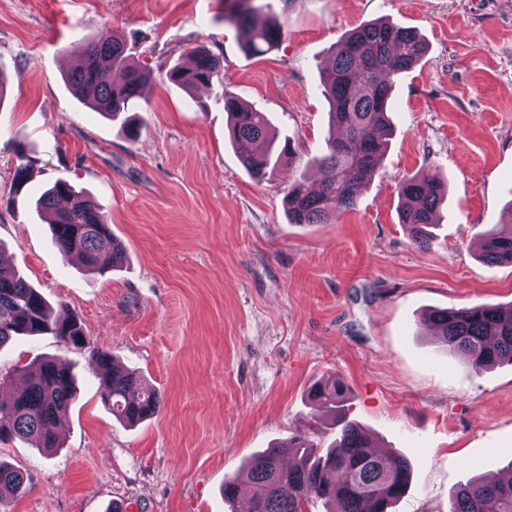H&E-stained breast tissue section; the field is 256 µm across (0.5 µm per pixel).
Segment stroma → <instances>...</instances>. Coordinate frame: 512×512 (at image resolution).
<instances>
[{
  "label": "stroma",
  "mask_w": 512,
  "mask_h": 512,
  "mask_svg": "<svg viewBox=\"0 0 512 512\" xmlns=\"http://www.w3.org/2000/svg\"><path fill=\"white\" fill-rule=\"evenodd\" d=\"M269 2L284 36L252 57L224 0H0V243L59 314L162 398L130 427L101 401L87 350L43 335L0 352L3 399L45 357L76 375L60 448L0 441V461L28 477L9 512H227L224 482L252 454L298 431L322 449L334 441L332 411L308 397L328 376L348 386V417L411 463L395 512H448L458 487L512 462V365L475 373L419 324L429 308L512 305V266L480 257L487 224L512 212V0ZM378 19L428 44L393 79L391 144L354 209L289 223L288 185L318 178L328 133L320 71ZM102 29L155 71L133 141L64 79ZM199 44L222 57L224 84L189 93L166 73ZM228 93L291 142L273 177L241 166ZM415 174L447 185L426 249L397 216L398 186ZM60 178L102 206L121 266L100 274L56 251L36 201Z\"/></svg>",
  "instance_id": "35a3bbf8"
}]
</instances>
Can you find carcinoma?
<instances>
[{"instance_id": "cac0c4a2", "label": "carcinoma", "mask_w": 512, "mask_h": 512, "mask_svg": "<svg viewBox=\"0 0 512 512\" xmlns=\"http://www.w3.org/2000/svg\"><path fill=\"white\" fill-rule=\"evenodd\" d=\"M224 21L245 32L248 54L260 57L278 46L284 26L271 4L234 0ZM418 32L390 20L355 27L338 45L333 63L322 72L323 92L330 106L331 130L325 150L313 159L323 171L319 190L296 179L288 187L285 205L292 224H326L354 209L393 129L391 78L412 69L425 55ZM193 65L175 66L169 79L192 91L224 86V62L205 46L188 50ZM66 82L77 98L108 117L130 112L154 82V72L127 53L126 44L107 31L99 32L82 50L80 64ZM229 135L239 149L242 167L256 180L270 178L279 160L292 154L291 145L276 146L267 115L237 96L224 94ZM445 184L417 175L398 187L399 223L414 245L427 248ZM38 206L55 213L50 222L53 243L67 260L80 255L100 273L125 260L123 244L112 235L103 208L65 179L43 193ZM481 258L512 264V218L497 221L483 236ZM421 325L467 360L480 373L496 364H512V306L484 304L467 308L433 309ZM51 334L61 342L87 348L103 370L101 399L112 414L135 424L157 414L159 392L135 371L112 362V355L89 341L74 317L62 318L17 270L12 256L0 247V351L20 336ZM27 383L8 401H0V439L18 438L35 448L59 447L63 424L74 393V375L60 359L43 360L25 369ZM343 381L330 376L317 382L311 398L339 409L336 442L326 453L301 433L254 454L245 475L252 487L246 512H308L320 502L326 512H393L410 481L408 459L394 452H377L371 437L340 411L345 401ZM511 478L474 479L458 488L448 512H512ZM28 489L23 472L0 462V509Z\"/></svg>"}]
</instances>
